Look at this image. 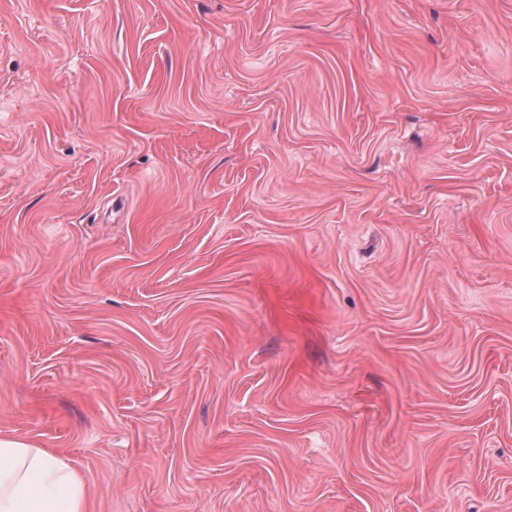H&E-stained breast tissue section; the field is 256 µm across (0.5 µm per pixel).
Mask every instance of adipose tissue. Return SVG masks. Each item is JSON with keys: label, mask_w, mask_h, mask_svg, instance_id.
<instances>
[{"label": "adipose tissue", "mask_w": 512, "mask_h": 512, "mask_svg": "<svg viewBox=\"0 0 512 512\" xmlns=\"http://www.w3.org/2000/svg\"><path fill=\"white\" fill-rule=\"evenodd\" d=\"M0 512H88V492L60 453L0 436Z\"/></svg>", "instance_id": "1"}]
</instances>
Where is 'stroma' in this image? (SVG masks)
I'll use <instances>...</instances> for the list:
<instances>
[{
	"label": "stroma",
	"mask_w": 512,
	"mask_h": 512,
	"mask_svg": "<svg viewBox=\"0 0 512 512\" xmlns=\"http://www.w3.org/2000/svg\"><path fill=\"white\" fill-rule=\"evenodd\" d=\"M0 435L92 512H512V0H0Z\"/></svg>",
	"instance_id": "35a3bbf8"
}]
</instances>
